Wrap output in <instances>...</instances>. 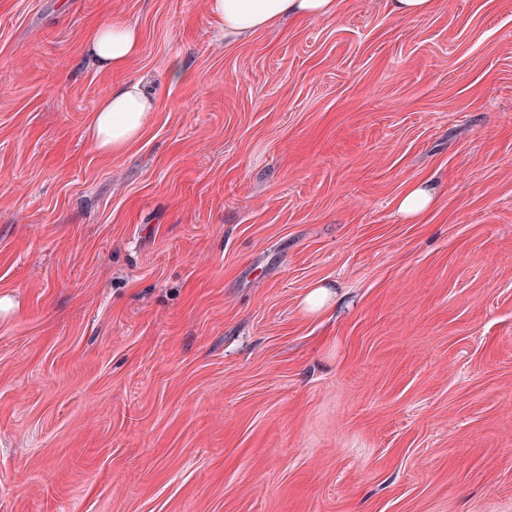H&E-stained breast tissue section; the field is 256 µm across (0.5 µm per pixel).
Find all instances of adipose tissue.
<instances>
[{
	"label": "adipose tissue",
	"instance_id": "adipose-tissue-1",
	"mask_svg": "<svg viewBox=\"0 0 512 512\" xmlns=\"http://www.w3.org/2000/svg\"><path fill=\"white\" fill-rule=\"evenodd\" d=\"M207 7L225 36L244 39L286 18L306 20L334 15L338 0H208ZM89 45L100 67L113 71L123 70L142 51L137 28L119 18L96 28ZM153 106L154 97L140 80L130 78L114 85L91 121L94 147L108 155L122 152L138 139Z\"/></svg>",
	"mask_w": 512,
	"mask_h": 512
}]
</instances>
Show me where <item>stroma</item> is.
Masks as SVG:
<instances>
[{
    "mask_svg": "<svg viewBox=\"0 0 512 512\" xmlns=\"http://www.w3.org/2000/svg\"><path fill=\"white\" fill-rule=\"evenodd\" d=\"M206 2L0 0V512H512V0ZM209 13L224 29V36L244 39L284 18L315 19L332 16L338 0H208ZM391 12L399 17L423 16L435 6V0H388ZM90 52L101 68L123 70L142 51L137 28L120 18L96 28L89 37ZM153 106L154 96L138 79L130 78L112 86L91 121L94 147L108 155L122 152L138 139ZM434 191L426 184L410 185L396 198V210L405 219H416L434 202Z\"/></svg>",
    "mask_w": 512,
    "mask_h": 512,
    "instance_id": "obj_1",
    "label": "stroma"
}]
</instances>
